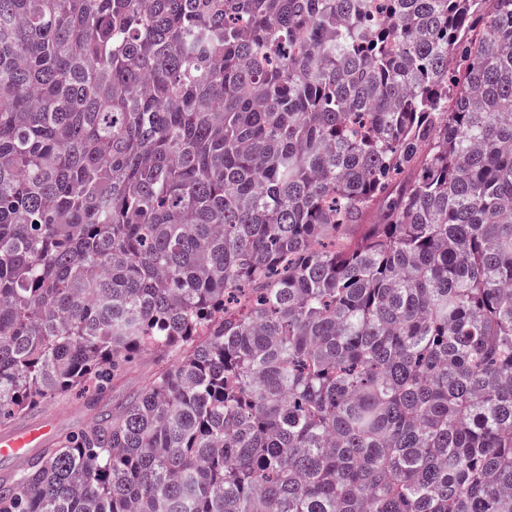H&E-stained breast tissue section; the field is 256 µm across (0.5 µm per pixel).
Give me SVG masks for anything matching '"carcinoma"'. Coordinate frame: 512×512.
<instances>
[{"label": "carcinoma", "mask_w": 512, "mask_h": 512, "mask_svg": "<svg viewBox=\"0 0 512 512\" xmlns=\"http://www.w3.org/2000/svg\"><path fill=\"white\" fill-rule=\"evenodd\" d=\"M146 351L0 512H512V0H0V424Z\"/></svg>", "instance_id": "cac0c4a2"}]
</instances>
